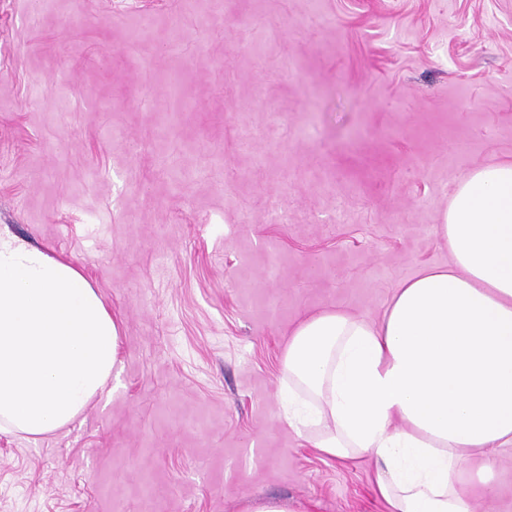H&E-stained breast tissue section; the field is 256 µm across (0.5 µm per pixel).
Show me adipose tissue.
<instances>
[{
    "mask_svg": "<svg viewBox=\"0 0 512 512\" xmlns=\"http://www.w3.org/2000/svg\"><path fill=\"white\" fill-rule=\"evenodd\" d=\"M445 267L374 322L326 310L290 334L283 417L331 457L375 461L388 512H469L454 479L512 446V162L458 184ZM119 326L75 266L0 228V428L69 424L119 368Z\"/></svg>",
    "mask_w": 512,
    "mask_h": 512,
    "instance_id": "1",
    "label": "adipose tissue"
}]
</instances>
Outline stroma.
<instances>
[{
  "label": "stroma",
  "instance_id": "stroma-1",
  "mask_svg": "<svg viewBox=\"0 0 512 512\" xmlns=\"http://www.w3.org/2000/svg\"><path fill=\"white\" fill-rule=\"evenodd\" d=\"M502 162L512 0H0V225L86 276L121 367L0 431V512H387L284 422L288 336L380 320ZM490 468L471 512H512V447Z\"/></svg>",
  "mask_w": 512,
  "mask_h": 512
}]
</instances>
